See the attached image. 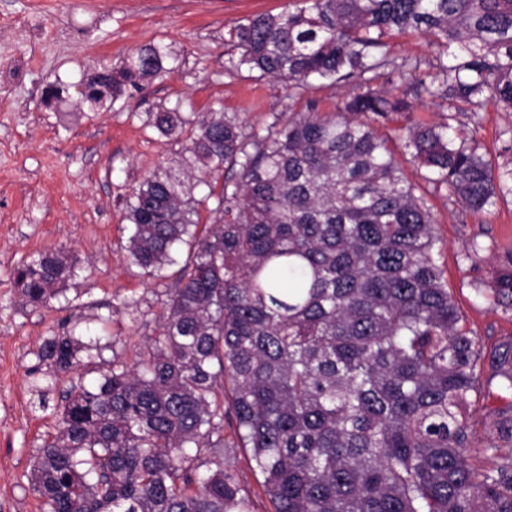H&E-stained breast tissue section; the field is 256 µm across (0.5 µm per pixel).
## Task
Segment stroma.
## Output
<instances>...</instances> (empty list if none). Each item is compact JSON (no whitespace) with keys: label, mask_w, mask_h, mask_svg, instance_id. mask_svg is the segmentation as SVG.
<instances>
[{"label":"stroma","mask_w":512,"mask_h":512,"mask_svg":"<svg viewBox=\"0 0 512 512\" xmlns=\"http://www.w3.org/2000/svg\"><path fill=\"white\" fill-rule=\"evenodd\" d=\"M288 0H0V512H41L31 484L33 455L58 417L41 411L31 391L43 341L111 335L104 360L133 363L155 336L169 283L148 276L128 252V203L151 173L182 169L186 136L153 127L154 112L223 109L245 129L302 112L315 102L338 111L343 85L316 81L302 97L248 69H225L224 37L236 23L276 14ZM160 43L166 72L141 88L124 86L112 105L90 111L77 89L99 71L119 72L142 47ZM481 152L512 159L506 131L512 112L488 103L461 118ZM436 261L468 327L485 349L512 336V313L490 309L478 291L494 279L512 248V195L473 214L441 192L429 198ZM57 248L74 274L52 308L21 299L13 272ZM230 447L231 472L251 512H273L246 449Z\"/></svg>","instance_id":"35a3bbf8"}]
</instances>
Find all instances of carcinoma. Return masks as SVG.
<instances>
[{
  "mask_svg": "<svg viewBox=\"0 0 512 512\" xmlns=\"http://www.w3.org/2000/svg\"><path fill=\"white\" fill-rule=\"evenodd\" d=\"M406 32L433 57L394 50ZM226 44L239 53L227 70H256L291 97L313 81L351 93L341 112L309 102L248 135L234 114L156 113L164 135L191 126L187 152L221 188L197 199L166 172L133 193L132 262L158 278L178 268L135 362L114 359L63 396L31 472L44 512H250L224 461L230 418L274 512H512V402L484 439L467 416L484 375L512 393V337L486 352L464 325L431 207L377 130L415 100L446 102L443 121L398 128L425 181L474 214L512 194V168L495 172L453 125L461 103L512 111V0H296L234 25ZM168 57L149 44L79 94L93 110L113 104ZM71 273L47 249L14 281L50 309ZM483 297L512 312L511 250ZM102 350L47 338L34 373L51 387Z\"/></svg>",
  "mask_w": 512,
  "mask_h": 512,
  "instance_id": "cac0c4a2",
  "label": "carcinoma"
}]
</instances>
